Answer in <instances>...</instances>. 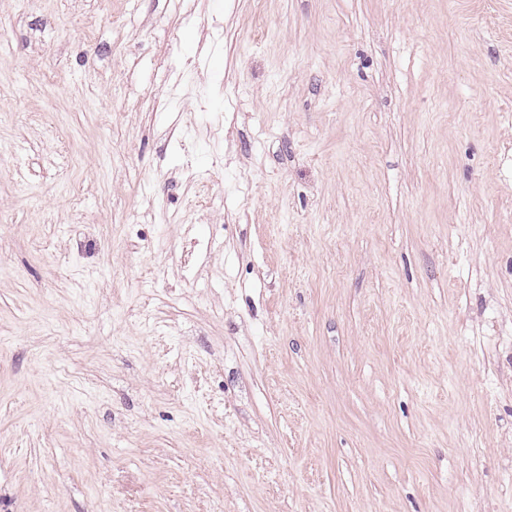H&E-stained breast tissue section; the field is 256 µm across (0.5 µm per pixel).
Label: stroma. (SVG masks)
<instances>
[{
	"mask_svg": "<svg viewBox=\"0 0 512 512\" xmlns=\"http://www.w3.org/2000/svg\"><path fill=\"white\" fill-rule=\"evenodd\" d=\"M0 512H512V0H0Z\"/></svg>",
	"mask_w": 512,
	"mask_h": 512,
	"instance_id": "stroma-1",
	"label": "stroma"
}]
</instances>
